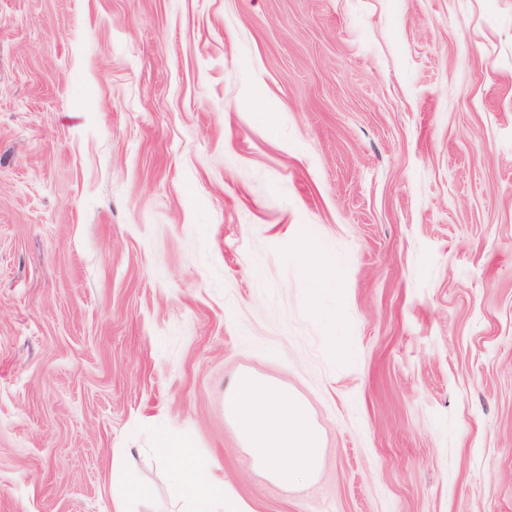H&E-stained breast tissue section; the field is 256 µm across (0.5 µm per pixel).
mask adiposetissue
<instances>
[{
    "label": "adipose tissue",
    "instance_id": "1",
    "mask_svg": "<svg viewBox=\"0 0 512 512\" xmlns=\"http://www.w3.org/2000/svg\"><path fill=\"white\" fill-rule=\"evenodd\" d=\"M244 446L267 477L281 485L312 479L322 456V439L304 401L283 385L251 374L240 375L224 398ZM154 452L171 462L170 478L183 512H247L231 498L209 463L194 455L188 443L171 432L158 434Z\"/></svg>",
    "mask_w": 512,
    "mask_h": 512
}]
</instances>
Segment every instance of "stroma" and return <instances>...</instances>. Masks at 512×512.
Masks as SVG:
<instances>
[{
  "label": "stroma",
  "mask_w": 512,
  "mask_h": 512,
  "mask_svg": "<svg viewBox=\"0 0 512 512\" xmlns=\"http://www.w3.org/2000/svg\"><path fill=\"white\" fill-rule=\"evenodd\" d=\"M165 429L248 512H512V0H0V512H178ZM244 446L267 477L281 485L312 479L322 456L317 425L301 399L281 384L242 374L224 398ZM115 482V488L117 491V500L132 499L140 502H147L152 496L151 488L137 480V478L124 471L122 466L118 464L113 471V486Z\"/></svg>",
  "instance_id": "1"
}]
</instances>
